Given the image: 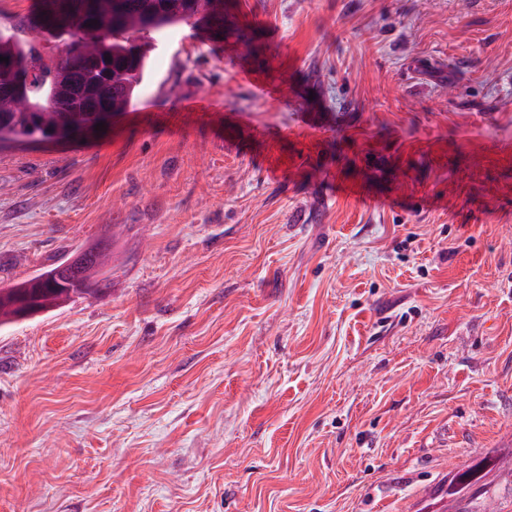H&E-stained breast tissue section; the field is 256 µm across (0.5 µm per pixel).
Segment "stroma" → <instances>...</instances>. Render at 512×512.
<instances>
[{
    "label": "stroma",
    "instance_id": "35a3bbf8",
    "mask_svg": "<svg viewBox=\"0 0 512 512\" xmlns=\"http://www.w3.org/2000/svg\"><path fill=\"white\" fill-rule=\"evenodd\" d=\"M99 240L0 326V512H437L512 445V0L165 32L97 139L0 146V287ZM39 305L45 311L56 310L54 308H62V305L70 300L69 291L67 288L56 282L54 286L46 287L39 293ZM38 306L33 304L30 300H24L18 303V319H25L42 313ZM53 309V310H52Z\"/></svg>",
    "mask_w": 512,
    "mask_h": 512
}]
</instances>
